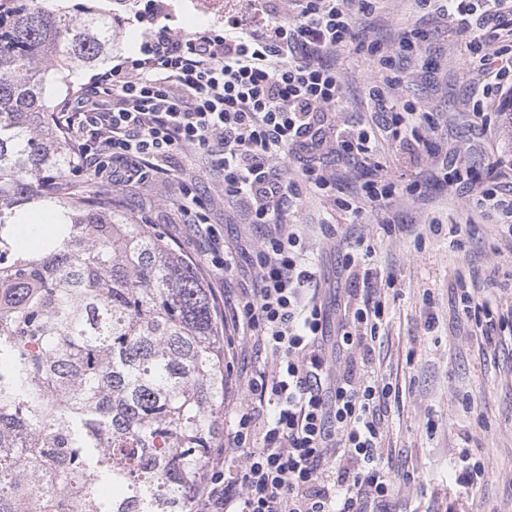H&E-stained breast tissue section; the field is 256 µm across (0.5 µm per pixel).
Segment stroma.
<instances>
[{"mask_svg":"<svg viewBox=\"0 0 512 512\" xmlns=\"http://www.w3.org/2000/svg\"><path fill=\"white\" fill-rule=\"evenodd\" d=\"M111 12L115 31L112 63L137 58L150 0H90ZM176 34L223 29L224 18H251L245 0H224L223 14L196 11L194 0H168ZM426 31V53L431 73L413 68L398 92L399 101H416L442 115V135L448 157L463 170L485 176L488 168L512 179V102L485 101L491 120L487 134L474 131L473 82L466 74L467 56L460 39L449 31V19L418 6L416 0H380L376 12L360 25L367 39L386 40L405 28ZM343 89L335 121L346 126L369 116L368 87L374 78L363 55H344ZM378 166L349 169L328 147L324 167L335 173L336 188L327 195L301 189L288 209V223L298 225L311 246L325 287L330 316L340 314L350 294L363 288L385 298L388 313L373 344V366L378 381L392 386L387 403L381 462L395 482L396 512H512V329L498 330L493 345H486L473 319L456 297L467 290L494 312L512 313V243L497 229L494 213L473 210V191L429 183L425 195L400 201L395 207L403 231L390 230L376 210L366 209L351 219L339 202L376 170L399 183L427 179L432 168L428 152L416 158L390 144L383 145ZM173 167L188 168L194 190L209 208L212 224L229 246L248 252L260 246L263 230L247 223L245 212L225 202L216 172L202 162L176 156ZM74 188L86 194L108 193L116 216L131 218L159 231L181 254L197 262L205 284L216 295H237L251 287L255 271L246 256L240 272L214 281L204 256L207 244L193 236L174 205L176 184L156 175L147 184L136 182L109 188L108 174L92 179L70 174ZM438 221L431 233L428 224ZM366 250L361 269L369 279L341 272L340 260L348 250ZM250 344L238 348L236 368L225 374L224 417L232 419L244 396L247 367L260 363ZM469 446L483 458L488 477L476 488L457 484L452 471L453 449Z\"/></svg>","mask_w":512,"mask_h":512,"instance_id":"1","label":"stroma"}]
</instances>
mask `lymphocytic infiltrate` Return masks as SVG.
<instances>
[{"instance_id":"1","label":"lymphocytic infiltrate","mask_w":512,"mask_h":512,"mask_svg":"<svg viewBox=\"0 0 512 512\" xmlns=\"http://www.w3.org/2000/svg\"><path fill=\"white\" fill-rule=\"evenodd\" d=\"M284 18L279 0H263L251 25L226 17L223 32L205 29L175 35L162 0L144 15L152 31L140 55L95 74L55 116L76 146L78 165L110 164L113 185L145 181L148 174L176 176L179 210L210 246L215 276L232 272L237 251L225 245L192 180L170 164L174 155L207 158L221 178L225 200L244 204L250 223L265 229L255 253L252 287L225 301L224 328L252 340L266 363L247 377L250 398L236 409L228 445L209 464L201 493L203 512H393L394 483L381 463L383 412L389 388L368 369H332V354L361 348L371 354L385 302L365 295L350 314L330 325L308 248L283 220L294 196L276 162L293 154L310 190L333 176L317 157L328 142L372 163L383 139L414 151L441 125L418 103H399L405 62L422 61L425 35L412 28L397 40L365 42L359 17L378 0H297ZM436 5L453 24L481 78V95L512 93V43L480 54L512 0H420ZM348 52L366 55L376 79L368 90L376 111L348 128L332 119ZM394 183L378 176L361 184L342 208L358 216L364 207L390 214ZM263 431H255L257 417Z\"/></svg>"}]
</instances>
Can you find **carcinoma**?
<instances>
[{"instance_id": "obj_1", "label": "carcinoma", "mask_w": 512, "mask_h": 512, "mask_svg": "<svg viewBox=\"0 0 512 512\" xmlns=\"http://www.w3.org/2000/svg\"><path fill=\"white\" fill-rule=\"evenodd\" d=\"M111 58L112 14L0 0V512H197L224 437L197 265L110 196L59 193L74 152L49 76ZM35 210L53 224L26 250Z\"/></svg>"}]
</instances>
